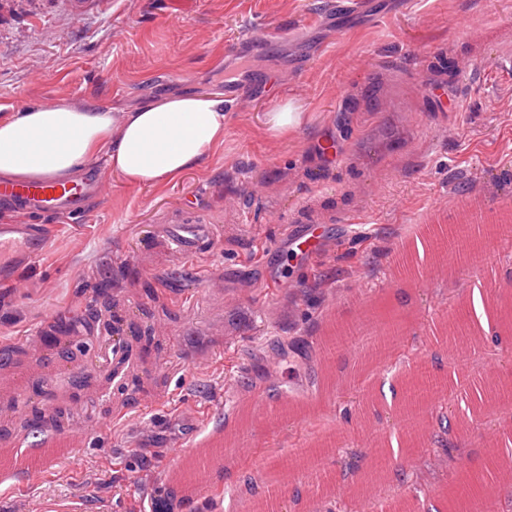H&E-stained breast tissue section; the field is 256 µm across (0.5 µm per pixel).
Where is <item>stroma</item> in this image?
<instances>
[{
  "label": "stroma",
  "mask_w": 512,
  "mask_h": 512,
  "mask_svg": "<svg viewBox=\"0 0 512 512\" xmlns=\"http://www.w3.org/2000/svg\"><path fill=\"white\" fill-rule=\"evenodd\" d=\"M369 6L364 16L329 12V0H0V113L62 96L120 111L173 91L220 93L227 46L256 23L329 16L300 43L256 53L264 77L293 68L299 76L234 106L223 144L201 164L151 186L102 170L107 190L88 200L87 221L54 234L24 272L23 292L0 288V349H28L51 314L71 336L88 335L100 285L120 265L132 273L116 310L126 342L156 302L177 315L165 321L158 349L133 356L107 385L76 397L66 373L55 372L52 402L67 409L65 429L82 445L38 471L0 469V512H12L18 498L28 512L76 501L81 512H152L176 469L161 450L180 436L188 448L219 452L204 488L179 498L175 512H247L240 475L274 485L280 459L295 448L316 454L280 492L283 512L295 491L302 512H342L367 483L335 480V432L368 440L366 472L380 447L397 448L403 465L422 457L428 489L420 512L467 508L457 490L501 433L492 409L474 411L468 392L488 367L512 383V237L493 244L480 269L452 263L432 281L425 256L398 259L411 231L454 223L455 201L469 200L484 218L512 204V112L485 109L487 100L512 98V72L499 67L512 57V0ZM471 15L483 18V38L461 27ZM464 56L470 69L456 71L454 59ZM284 99L303 121L277 136L264 116ZM328 141L335 160L327 165L317 149ZM477 177L488 190L472 198L467 187ZM193 222L210 226L212 244L189 260L168 229ZM304 224L323 226L325 248L302 273L282 258L296 287L266 288L268 248ZM362 264L369 272L350 278ZM192 265L209 272L211 285L191 277ZM322 274L335 277V295L309 291ZM477 290L489 293L494 326L486 333L474 325L478 343L461 355L449 317L467 312ZM375 304L397 321L390 343L353 322ZM332 321L344 332L328 356L317 345ZM422 369L443 379L442 408L461 447L425 441L410 451L404 392ZM315 372L325 382L310 387L304 410H292L273 387L274 379L306 381ZM241 377L261 392L264 414L250 392L225 401V379ZM136 384L146 393L133 404L124 390ZM194 411L196 426L183 428L182 415Z\"/></svg>",
  "instance_id": "obj_1"
}]
</instances>
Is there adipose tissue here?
I'll return each instance as SVG.
<instances>
[{
  "instance_id": "adipose-tissue-1",
  "label": "adipose tissue",
  "mask_w": 512,
  "mask_h": 512,
  "mask_svg": "<svg viewBox=\"0 0 512 512\" xmlns=\"http://www.w3.org/2000/svg\"><path fill=\"white\" fill-rule=\"evenodd\" d=\"M229 116L220 94L172 92L115 113L66 98L0 114V180L77 176L104 156L125 182H172L224 141Z\"/></svg>"
}]
</instances>
